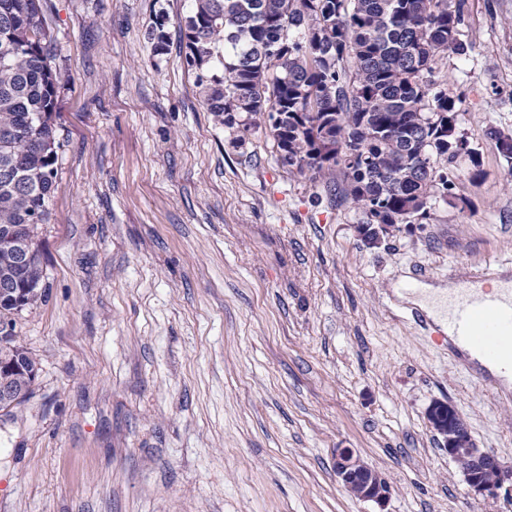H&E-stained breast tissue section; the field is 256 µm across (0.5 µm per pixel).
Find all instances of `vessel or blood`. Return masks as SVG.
Wrapping results in <instances>:
<instances>
[{
  "instance_id": "obj_1",
  "label": "vessel or blood",
  "mask_w": 512,
  "mask_h": 512,
  "mask_svg": "<svg viewBox=\"0 0 512 512\" xmlns=\"http://www.w3.org/2000/svg\"><path fill=\"white\" fill-rule=\"evenodd\" d=\"M462 297L448 299V344L478 350L487 360L498 361L504 348H512V286L493 289L485 272H467Z\"/></svg>"
}]
</instances>
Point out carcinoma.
Returning <instances> with one entry per match:
<instances>
[{
  "instance_id": "1",
  "label": "carcinoma",
  "mask_w": 512,
  "mask_h": 512,
  "mask_svg": "<svg viewBox=\"0 0 512 512\" xmlns=\"http://www.w3.org/2000/svg\"><path fill=\"white\" fill-rule=\"evenodd\" d=\"M167 18L147 36L167 45ZM460 0H192L186 63L215 122L246 115L265 126L278 160L360 212L362 224H424L457 178L448 160L480 155L458 130L460 98L437 57L460 54ZM57 72L42 0H0V410L31 394L37 361L18 342L16 316L45 298L37 240L58 158ZM494 144L512 136L492 127Z\"/></svg>"
}]
</instances>
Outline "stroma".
<instances>
[{"instance_id": "stroma-1", "label": "stroma", "mask_w": 512, "mask_h": 512, "mask_svg": "<svg viewBox=\"0 0 512 512\" xmlns=\"http://www.w3.org/2000/svg\"><path fill=\"white\" fill-rule=\"evenodd\" d=\"M190 0H43L60 80L46 296L16 330L40 360L0 411V512H373L337 480L351 448L387 512H512L472 495L426 411L456 407L512 464V391L435 349L398 297L457 268L512 270V0H466L438 59L484 177L461 207L366 244L359 212L289 172L262 127L226 128L187 66ZM168 18L164 53L146 32Z\"/></svg>"}]
</instances>
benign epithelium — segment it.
<instances>
[{
  "label": "benign epithelium",
  "mask_w": 512,
  "mask_h": 512,
  "mask_svg": "<svg viewBox=\"0 0 512 512\" xmlns=\"http://www.w3.org/2000/svg\"><path fill=\"white\" fill-rule=\"evenodd\" d=\"M428 419L431 427L445 437L448 458L465 462L461 475L468 490L488 497L497 496L503 488L512 493V465L503 463L494 453L473 443L459 411L453 405H433ZM334 469L343 486H358L359 499L374 503L378 512H386L391 495L389 483L354 450L336 449Z\"/></svg>",
  "instance_id": "7a95c632"
}]
</instances>
